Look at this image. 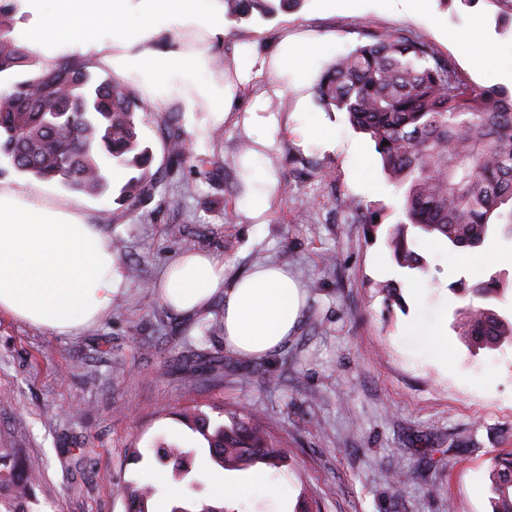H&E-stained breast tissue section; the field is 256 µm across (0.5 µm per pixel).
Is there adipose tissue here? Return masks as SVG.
Instances as JSON below:
<instances>
[{
  "label": "adipose tissue",
  "mask_w": 512,
  "mask_h": 512,
  "mask_svg": "<svg viewBox=\"0 0 512 512\" xmlns=\"http://www.w3.org/2000/svg\"><path fill=\"white\" fill-rule=\"evenodd\" d=\"M27 22L12 36L54 63L82 56L138 83L148 100L177 103L188 130L223 122L233 95L208 64L223 34L222 0H16ZM112 242L77 202L0 181V314L73 336L112 311L121 277ZM161 301L191 316L223 298L224 345L261 359L287 347L304 315L300 284L282 265L233 279L223 259L180 255L158 284Z\"/></svg>",
  "instance_id": "ef3b65f1"
}]
</instances>
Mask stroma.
Here are the masks:
<instances>
[{
  "label": "stroma",
  "mask_w": 512,
  "mask_h": 512,
  "mask_svg": "<svg viewBox=\"0 0 512 512\" xmlns=\"http://www.w3.org/2000/svg\"><path fill=\"white\" fill-rule=\"evenodd\" d=\"M511 10L502 0L454 12L438 0L421 10L408 0H304L269 21L230 22L210 54L235 90L233 112L221 126L181 132L194 154L222 156L224 174L210 180L185 169L170 191L174 207L150 218L136 212L111 222L119 209L112 197L9 173L20 188L68 196L100 214L124 275L111 314L75 336L0 316V448L42 463L39 512H125L115 489L154 483L157 438L200 447L181 421L192 405L259 412L284 443L285 464L267 473L287 485V504L258 493L225 501L227 512H296L304 501L313 512H491L492 459L512 453V347L473 353L451 328L444 367L408 328L467 305L458 283L496 272L511 279L512 238L495 234L456 266L452 251L430 248L413 230L425 268L399 267L387 237L406 221L401 197L373 142L345 113L319 107L314 87L369 35L401 29L451 59L470 83L512 90V24L500 21ZM285 40L323 48L300 91L290 89L294 76L268 69L239 78L243 44L269 59ZM283 87L288 96H276ZM260 95L278 119L267 157L279 183L261 224L239 210L254 146L245 121ZM310 122L331 130L334 145L304 138ZM347 195L358 212L340 208ZM370 215L379 221L371 232ZM187 236L195 250L223 258L229 279L261 262L288 266L306 313L286 350L240 357L210 330L222 301L191 317L161 302L152 286L184 253ZM136 448L142 460H134ZM396 469L407 475L400 494L390 479Z\"/></svg>",
  "instance_id": "1"
}]
</instances>
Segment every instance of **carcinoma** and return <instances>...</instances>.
Segmentation results:
<instances>
[{
    "instance_id": "obj_1",
    "label": "carcinoma",
    "mask_w": 512,
    "mask_h": 512,
    "mask_svg": "<svg viewBox=\"0 0 512 512\" xmlns=\"http://www.w3.org/2000/svg\"><path fill=\"white\" fill-rule=\"evenodd\" d=\"M224 16L240 22L275 14L272 0H223ZM15 0H0V176L8 169L41 181L96 196L111 192L110 171L120 166L131 176L120 188L123 210L144 209L151 216L170 204L161 196L185 163L218 177L224 161L191 154L178 127L179 113L158 117L167 163L151 169L153 154L144 145L136 114L151 105L131 84L91 70L83 59L67 56L51 68L10 36ZM66 84L74 98L90 97V111L53 118L64 104L56 85ZM316 99L326 110L347 114L352 127L369 135L391 184L401 193L407 223L397 225L387 244L402 268L424 270L412 249L409 228L436 234L452 249L484 245L497 225L494 214L512 204V92L475 86L427 43L402 30L373 36L336 59L320 76ZM159 202H154L155 198ZM156 203L149 210L147 206ZM512 282L498 276L470 288L481 300L459 312L461 341L474 350L512 345V316L496 308ZM202 438L209 460L223 470L256 462L276 468L284 449L260 432L257 417L241 409L230 424H216L199 408L185 415ZM196 451L162 442L156 462L172 467L170 512H224V507L187 502L204 488L195 471ZM41 477L38 463L14 448H0V512H32V490ZM492 512H512V458L492 470ZM158 489L128 485L121 490L125 512H149Z\"/></svg>"
}]
</instances>
